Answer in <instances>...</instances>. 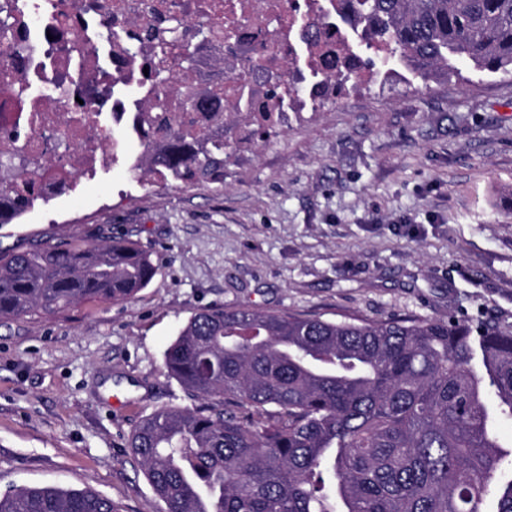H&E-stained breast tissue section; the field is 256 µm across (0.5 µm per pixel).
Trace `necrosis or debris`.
Returning <instances> with one entry per match:
<instances>
[{"instance_id": "1", "label": "necrosis or debris", "mask_w": 512, "mask_h": 512, "mask_svg": "<svg viewBox=\"0 0 512 512\" xmlns=\"http://www.w3.org/2000/svg\"><path fill=\"white\" fill-rule=\"evenodd\" d=\"M359 43L345 0H0V203L19 219L77 196L158 148L160 126L245 149L342 74L369 80Z\"/></svg>"}]
</instances>
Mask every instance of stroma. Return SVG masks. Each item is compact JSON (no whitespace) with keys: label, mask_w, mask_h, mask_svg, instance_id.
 I'll use <instances>...</instances> for the list:
<instances>
[{"label":"stroma","mask_w":512,"mask_h":512,"mask_svg":"<svg viewBox=\"0 0 512 512\" xmlns=\"http://www.w3.org/2000/svg\"><path fill=\"white\" fill-rule=\"evenodd\" d=\"M373 83L260 136L222 184L147 188L126 164L0 226V248L126 237L155 275L132 301L0 325V493L89 488L164 512L126 441L194 408L163 354L210 306L325 320L410 317L512 331V75Z\"/></svg>","instance_id":"1"}]
</instances>
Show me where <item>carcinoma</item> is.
<instances>
[{
  "label": "carcinoma",
  "instance_id": "cac0c4a2",
  "mask_svg": "<svg viewBox=\"0 0 512 512\" xmlns=\"http://www.w3.org/2000/svg\"><path fill=\"white\" fill-rule=\"evenodd\" d=\"M388 70L462 59L512 73V0H349ZM224 143L175 139L146 170L201 185ZM151 254L112 238L0 250V323L82 301L128 302ZM164 366L200 405L143 418L126 447L165 512H485L512 418V331L450 319L374 322L243 308L195 313ZM0 512H119L90 490L24 488Z\"/></svg>",
  "mask_w": 512,
  "mask_h": 512
}]
</instances>
